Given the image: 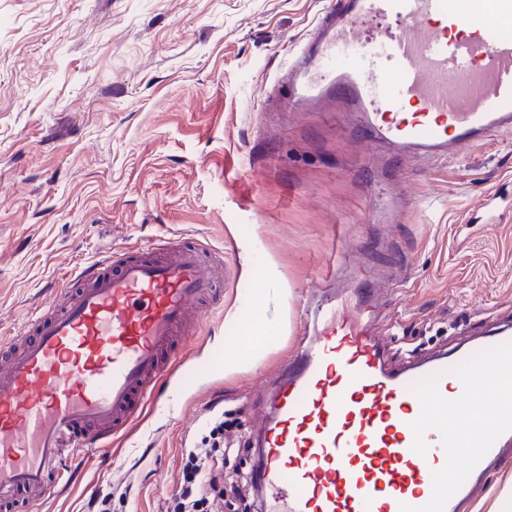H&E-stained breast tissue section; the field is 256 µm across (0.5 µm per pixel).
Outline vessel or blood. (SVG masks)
Listing matches in <instances>:
<instances>
[{"instance_id": "1", "label": "vessel or blood", "mask_w": 512, "mask_h": 512, "mask_svg": "<svg viewBox=\"0 0 512 512\" xmlns=\"http://www.w3.org/2000/svg\"><path fill=\"white\" fill-rule=\"evenodd\" d=\"M288 71L295 100L341 97L393 151L447 158L512 133V0H331ZM223 267L202 238L115 249L0 338V512L40 504L159 400L224 307ZM382 307H317L284 363L261 443L269 512H453L512 447V330L394 370ZM485 371L488 418L471 408Z\"/></svg>"}]
</instances>
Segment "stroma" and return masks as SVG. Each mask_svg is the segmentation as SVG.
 <instances>
[{
	"label": "stroma",
	"instance_id": "obj_1",
	"mask_svg": "<svg viewBox=\"0 0 512 512\" xmlns=\"http://www.w3.org/2000/svg\"><path fill=\"white\" fill-rule=\"evenodd\" d=\"M328 3L0 0V331L75 267L159 237L226 249L235 279L165 397L39 512H85L95 494L108 512H173L189 450L212 446L214 512H264L266 383L305 307L358 302L366 282L394 304L375 323L394 368L512 323V136L396 163L342 100L290 108L279 79ZM377 193L395 223L370 213ZM264 285L289 290L284 323L258 363L216 369L214 353L251 351Z\"/></svg>",
	"mask_w": 512,
	"mask_h": 512
}]
</instances>
